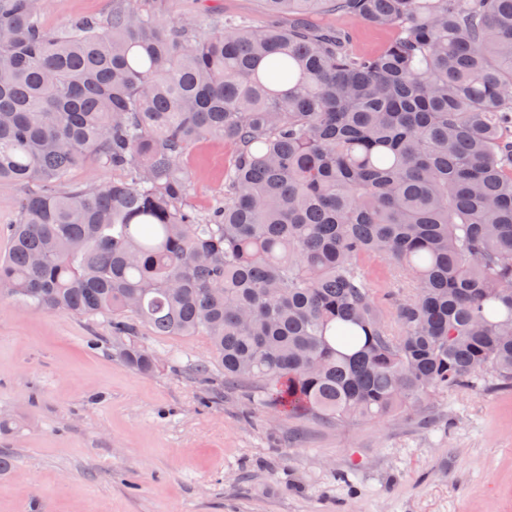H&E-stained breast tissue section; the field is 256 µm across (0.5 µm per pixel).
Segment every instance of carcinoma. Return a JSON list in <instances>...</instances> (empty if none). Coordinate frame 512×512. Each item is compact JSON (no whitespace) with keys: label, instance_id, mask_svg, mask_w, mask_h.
Returning a JSON list of instances; mask_svg holds the SVG:
<instances>
[{"label":"carcinoma","instance_id":"1","mask_svg":"<svg viewBox=\"0 0 512 512\" xmlns=\"http://www.w3.org/2000/svg\"><path fill=\"white\" fill-rule=\"evenodd\" d=\"M286 29L112 0L47 29L0 0V182L36 183L0 295L193 336L198 365L285 415L342 425L512 387V0H262ZM318 14L396 31L361 56ZM234 145L224 202L182 158ZM89 158L121 176L64 188ZM386 259L397 291L366 268Z\"/></svg>","mask_w":512,"mask_h":512}]
</instances>
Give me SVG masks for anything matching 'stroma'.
<instances>
[{
    "label": "stroma",
    "instance_id": "1",
    "mask_svg": "<svg viewBox=\"0 0 512 512\" xmlns=\"http://www.w3.org/2000/svg\"><path fill=\"white\" fill-rule=\"evenodd\" d=\"M265 28L260 0H171ZM112 0H42L54 30ZM234 148L215 138L182 160L188 202L224 197ZM139 341L164 361L140 374L109 323L0 295V512H512V390L468 388L412 413L344 425L251 403L221 370L196 372L198 339Z\"/></svg>",
    "mask_w": 512,
    "mask_h": 512
}]
</instances>
